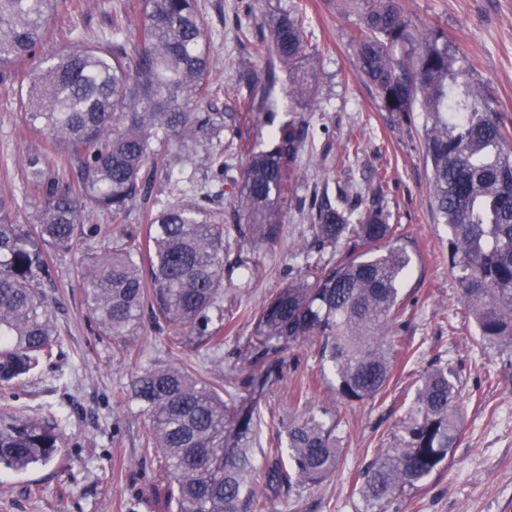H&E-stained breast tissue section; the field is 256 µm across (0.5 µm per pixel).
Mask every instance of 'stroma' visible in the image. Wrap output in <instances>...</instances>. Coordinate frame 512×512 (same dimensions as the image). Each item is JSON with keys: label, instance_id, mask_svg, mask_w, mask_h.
Returning <instances> with one entry per match:
<instances>
[{"label": "stroma", "instance_id": "stroma-1", "mask_svg": "<svg viewBox=\"0 0 512 512\" xmlns=\"http://www.w3.org/2000/svg\"><path fill=\"white\" fill-rule=\"evenodd\" d=\"M120 0H66L48 30L57 41L78 24L100 35ZM211 67L208 95L192 101L200 112L224 116L220 134L200 138L184 150L172 146L158 165L151 199L158 206L198 205L216 218L230 215L241 172L251 151L274 145L271 131L306 121L303 149L285 160L300 179L280 217L279 241L259 249L246 238L224 239V350L205 346L171 352L169 334L144 322L130 351L98 337L90 320L77 269L100 242L52 254L49 289L52 319L62 358L23 385L0 390L8 404L37 414L52 411L65 421V448L48 464L24 472L0 469V512H168L156 462L145 458L147 422L129 385L144 368L182 362L197 374L239 383L250 352L247 340L255 314L302 264L297 245L310 242L313 192L336 194L345 183L369 196L374 172L385 176L381 203L390 223L400 225L401 243L411 256L402 287L403 327L393 340L396 366L385 392L362 402L340 400L332 375H321L307 347L284 353L276 373L244 389L248 404L265 420L288 421L327 404L346 421L343 459L316 485L274 498L268 512H362L355 491L359 472L386 448L411 404L417 380L435 359L460 377L459 412L464 436L449 464L397 505L398 512H512V367L506 355L481 343L465 319L459 285L448 264V227L430 194L429 165L423 155V117L385 111L377 90L361 73L351 42L361 20V0H201ZM401 11L425 27L442 30L512 129V0H398ZM300 7L309 40L317 44L316 72L309 97L289 99L288 76L279 73L270 91L272 109L249 112L241 72L261 68L249 42L239 40L236 22L252 35L267 33L273 17ZM360 153L346 167L336 153L346 141ZM46 140L25 134L18 87L0 83V224L27 223L31 195L21 181L27 154L41 153ZM222 156L229 169L218 177L209 155Z\"/></svg>", "mask_w": 512, "mask_h": 512}]
</instances>
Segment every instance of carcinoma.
Here are the masks:
<instances>
[{
	"label": "carcinoma",
	"instance_id": "1",
	"mask_svg": "<svg viewBox=\"0 0 512 512\" xmlns=\"http://www.w3.org/2000/svg\"><path fill=\"white\" fill-rule=\"evenodd\" d=\"M64 0H0V80L26 89L27 129L45 137L55 163L27 155L22 167L37 202L27 224H0V382L39 375L61 357L44 282L51 251L81 242L103 243L82 267L90 319L104 338L128 347L142 311L177 348L224 346V225L199 208L152 212L144 233L117 224L139 199H150L163 151L187 148L219 129L215 112H191L208 92L204 22L198 0H144L140 26L112 11L109 34L88 41L72 27L66 45L47 44V22ZM362 74L389 112L419 109L423 148L431 166L435 209L448 225V261L464 314L482 342L507 353L512 368V148L509 133L480 83L458 66L442 31L420 27L397 0H363L352 36ZM257 58L274 56L288 69V97L303 99L312 73L301 63L318 48L305 37L299 10L270 24L253 41ZM274 68L255 70L248 87L266 90ZM272 150L251 152L234 208L236 230L255 246L278 240L280 208L290 177L282 156L304 146L305 127L276 132ZM72 172L71 182L61 175ZM376 184L369 202L358 193L328 192L310 207L313 245L302 247V274L279 289L255 317L250 374L235 390L189 368L153 365L131 384L147 417L144 454L160 463L172 512H268L273 495L294 494L335 472L343 448L336 410L317 409L278 423L287 450L266 464L256 488L253 452L257 424L243 416L240 388L281 362L295 345L318 355L336 378L338 398L356 402L381 395L395 359L392 331L404 306L401 282L410 257L391 245ZM112 213L110 224H86L84 204ZM459 379L448 363L425 371L389 447L359 474L364 512L391 504L444 469L462 437ZM234 439L224 450V437ZM64 448L63 420L0 411V466L25 471Z\"/></svg>",
	"mask_w": 512,
	"mask_h": 512
}]
</instances>
